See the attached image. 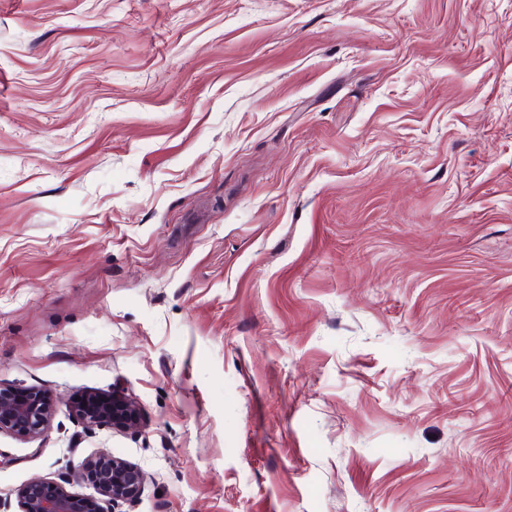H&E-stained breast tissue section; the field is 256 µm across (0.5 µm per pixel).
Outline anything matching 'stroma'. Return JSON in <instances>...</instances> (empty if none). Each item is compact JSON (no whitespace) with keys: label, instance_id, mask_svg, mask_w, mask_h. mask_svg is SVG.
I'll use <instances>...</instances> for the list:
<instances>
[{"label":"stroma","instance_id":"1","mask_svg":"<svg viewBox=\"0 0 512 512\" xmlns=\"http://www.w3.org/2000/svg\"><path fill=\"white\" fill-rule=\"evenodd\" d=\"M0 384V512H512V0H0ZM56 411L53 394L25 386H0V434L31 441L50 427ZM69 409L78 424L92 429L102 424L119 430H137L142 424L139 404L118 389L73 397ZM86 476L95 493L78 495L71 488ZM142 471L109 454L86 459L56 479L36 478L16 491L18 512H120L142 489Z\"/></svg>","mask_w":512,"mask_h":512}]
</instances>
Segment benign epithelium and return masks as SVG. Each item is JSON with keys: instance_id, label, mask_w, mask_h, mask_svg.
<instances>
[{"instance_id": "obj_1", "label": "benign epithelium", "mask_w": 512, "mask_h": 512, "mask_svg": "<svg viewBox=\"0 0 512 512\" xmlns=\"http://www.w3.org/2000/svg\"><path fill=\"white\" fill-rule=\"evenodd\" d=\"M78 424L91 429L109 424L119 430H137L142 424L139 404L118 389L85 394L70 400ZM56 411L53 394L25 386L0 387V434L31 441L50 427ZM91 480L95 493L79 495L73 484ZM142 471L109 454L86 459L55 479L36 478L16 491L18 512H116L136 499L142 489Z\"/></svg>"}]
</instances>
